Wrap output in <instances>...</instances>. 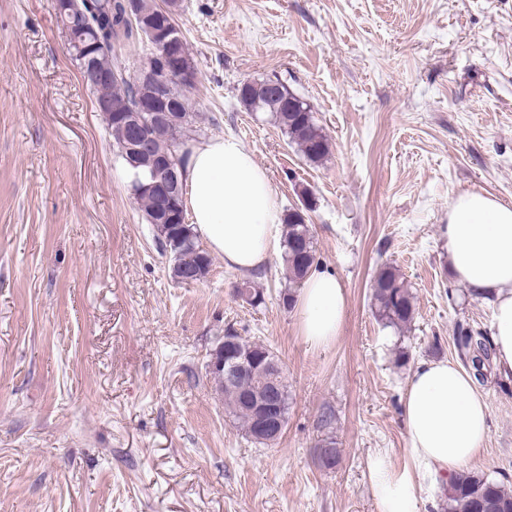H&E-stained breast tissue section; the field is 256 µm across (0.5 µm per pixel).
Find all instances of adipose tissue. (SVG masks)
Here are the masks:
<instances>
[{
  "mask_svg": "<svg viewBox=\"0 0 512 512\" xmlns=\"http://www.w3.org/2000/svg\"><path fill=\"white\" fill-rule=\"evenodd\" d=\"M183 177L191 222L225 267L249 273L267 264L281 212L265 169L241 141L224 135L190 145ZM443 234L454 280L493 300V359L501 375L512 377V204L484 192L461 193L448 206ZM346 305L336 274L312 268L297 301L304 342L334 343ZM403 414L409 466L394 469L381 456L371 464L380 512H418L421 480L460 472L488 437L483 393L456 361H421L404 392Z\"/></svg>",
  "mask_w": 512,
  "mask_h": 512,
  "instance_id": "obj_1",
  "label": "adipose tissue"
}]
</instances>
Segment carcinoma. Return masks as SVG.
Returning a JSON list of instances; mask_svg holds the SVG:
<instances>
[{
  "mask_svg": "<svg viewBox=\"0 0 512 512\" xmlns=\"http://www.w3.org/2000/svg\"><path fill=\"white\" fill-rule=\"evenodd\" d=\"M145 18L161 25L173 24L172 9L179 8L178 0H141ZM79 13L95 29L99 38V63L103 67H112V83L103 87L104 93L112 100L126 102L132 107L140 102L139 84L127 79L123 70L114 63L115 45L143 41L140 27L132 26L128 20L126 0H79ZM180 50L177 54L161 55L154 62L161 68L174 69L180 65L194 71L192 59L186 41L179 40ZM192 88L191 82L180 80L173 82V95L176 105L183 114V125L173 129L163 125L150 128V143L154 153L169 156L177 137L193 136L195 114L189 111V99L186 95ZM239 99L251 112H268L279 127L295 144L307 161L319 163L329 154V141L322 128L317 125L310 106L283 85H274V80L247 82L239 88ZM126 171L132 180L130 188L139 183L148 182L151 173L143 166L134 164V158L124 150L125 136L119 127L106 121ZM147 223H154V218L162 201L153 195L143 194L138 197ZM284 224V262L288 270V280L298 283L316 264L317 254L314 236L304 213L299 210L288 211L283 218ZM157 246L169 247L170 257L178 263L173 276L192 275L195 280L206 276L211 266L209 254L200 248V244L191 225L158 224L154 234ZM372 301L377 318L386 326L403 328L411 325L416 307L412 292L398 270L390 265H383L377 271L372 284ZM458 348L477 352L488 350L489 339L483 333L473 332L462 326L455 336ZM272 373H258L234 389H224V404L232 416L241 424L245 432H250L252 416L244 403V398L264 394L274 388ZM444 512H512V491L507 490L497 481L490 480L475 472L461 471L448 478L445 489Z\"/></svg>",
  "mask_w": 512,
  "mask_h": 512,
  "instance_id": "carcinoma-1",
  "label": "carcinoma"
}]
</instances>
